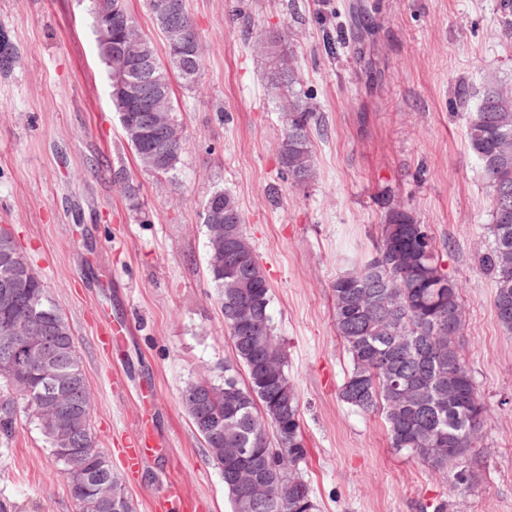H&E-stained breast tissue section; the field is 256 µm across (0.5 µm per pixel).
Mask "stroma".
<instances>
[{"label": "stroma", "instance_id": "obj_1", "mask_svg": "<svg viewBox=\"0 0 512 512\" xmlns=\"http://www.w3.org/2000/svg\"><path fill=\"white\" fill-rule=\"evenodd\" d=\"M361 5L378 31L367 80L348 34ZM204 48L200 80L174 84L187 146L176 174L141 171L112 106L89 0H0V225L70 323L93 397L92 432L136 505L156 512L169 488L180 512H231L224 478L180 404L185 386L232 359L206 263L203 208L231 194L272 288L308 448L304 475L318 512H512V334L496 322L494 283L477 245L489 192L466 123L487 73L512 83L504 0H187ZM336 41L323 49L324 32ZM289 43L321 124L316 181L281 172L274 59L258 41ZM139 188L129 202L119 186ZM401 204L444 244L464 300L461 347L487 407L482 461L455 492V471L397 454L380 416L340 401L348 367L330 284L373 249L388 205ZM122 339L104 351L101 329ZM152 434L164 455L137 472L123 450ZM12 512H79L36 424L21 418L0 454V501Z\"/></svg>", "mask_w": 512, "mask_h": 512}]
</instances>
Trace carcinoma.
Here are the masks:
<instances>
[{
  "label": "carcinoma",
  "mask_w": 512,
  "mask_h": 512,
  "mask_svg": "<svg viewBox=\"0 0 512 512\" xmlns=\"http://www.w3.org/2000/svg\"><path fill=\"white\" fill-rule=\"evenodd\" d=\"M183 35L174 38L160 28L168 56L153 53L157 67L171 69L185 87L194 85L203 66L174 53L173 41L201 50L186 0ZM353 42L376 27L366 13L352 10ZM281 37L258 44L257 54L279 60L273 82L284 130L279 154L293 185L316 180L311 133L319 116L301 82L292 58L277 52ZM123 131L138 123L133 100L112 98ZM466 135L480 161L489 188L488 234L480 243L481 269L493 280L496 321L512 333V195L498 198L495 184L512 188V90L497 74L486 76L480 103L472 111ZM138 165L155 175L177 171L187 139L173 143L160 163L138 137L126 136ZM224 205V223H212L213 203ZM208 271L224 301V330L236 364H224V375L188 384L181 405L206 445L209 461L224 472V491L232 512L247 497L255 512H317L312 489L302 472L308 449L301 426L300 398L288 375L284 343L275 335L270 314L271 286L244 232L243 217L232 196L214 192L204 209ZM0 285L17 287L10 315H0V339L24 327L30 336H48L54 360L36 370L0 364V441L15 434L21 414L35 418L55 461L69 482L79 512H135V504L108 457L95 447L90 421L93 411L81 357L67 319L44 281L22 252L11 231L0 227ZM336 335L348 356L339 397L349 406L383 417L390 448L434 469L455 468L465 476L473 461L486 406L471 370L459 351L465 325L464 305L456 282L448 275L432 230L415 224L399 205L388 208L378 225L374 253L336 276L331 284ZM56 380L57 404L78 393L81 403L67 413H43L42 380ZM200 392L217 433L197 423L190 395ZM241 448L250 449L245 458Z\"/></svg>",
  "instance_id": "obj_1"
}]
</instances>
